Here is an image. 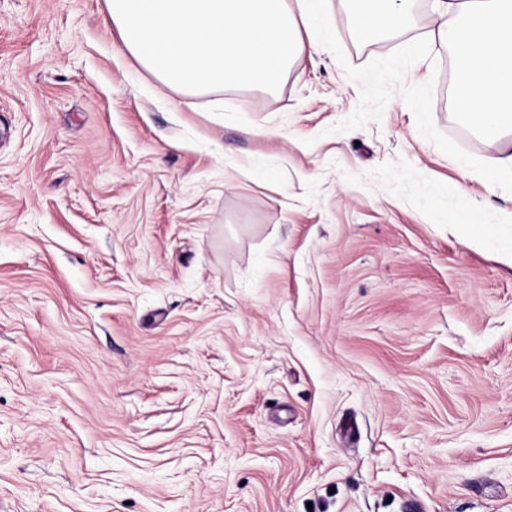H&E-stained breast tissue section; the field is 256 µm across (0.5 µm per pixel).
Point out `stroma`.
<instances>
[{
    "instance_id": "stroma-1",
    "label": "stroma",
    "mask_w": 512,
    "mask_h": 512,
    "mask_svg": "<svg viewBox=\"0 0 512 512\" xmlns=\"http://www.w3.org/2000/svg\"><path fill=\"white\" fill-rule=\"evenodd\" d=\"M327 8L190 94L106 0H0V512H512L508 148L433 0ZM358 33L364 38L402 31L408 24L412 0H343Z\"/></svg>"
}]
</instances>
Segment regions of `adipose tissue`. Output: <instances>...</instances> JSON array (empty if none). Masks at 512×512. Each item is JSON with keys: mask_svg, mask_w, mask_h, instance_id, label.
<instances>
[{"mask_svg": "<svg viewBox=\"0 0 512 512\" xmlns=\"http://www.w3.org/2000/svg\"><path fill=\"white\" fill-rule=\"evenodd\" d=\"M358 33L408 24L412 0H346ZM125 49L164 84L187 92L271 86L330 34L326 0H107ZM434 36L451 45L459 112L491 144L512 135V0H436Z\"/></svg>", "mask_w": 512, "mask_h": 512, "instance_id": "1", "label": "adipose tissue"}]
</instances>
